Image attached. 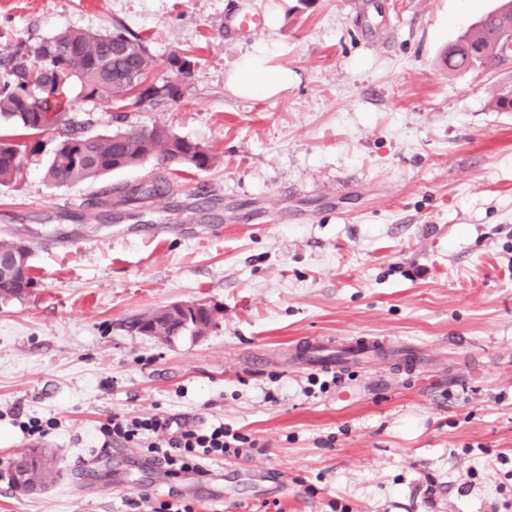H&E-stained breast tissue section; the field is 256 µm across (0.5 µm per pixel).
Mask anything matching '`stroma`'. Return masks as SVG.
I'll list each match as a JSON object with an SVG mask.
<instances>
[{
    "label": "stroma",
    "instance_id": "1",
    "mask_svg": "<svg viewBox=\"0 0 512 512\" xmlns=\"http://www.w3.org/2000/svg\"><path fill=\"white\" fill-rule=\"evenodd\" d=\"M499 0H0V57L64 30L147 40L149 78L179 101L127 108L217 163L146 208L97 206L157 163L50 185L57 136L0 186V238L32 242L39 286L0 300V512H123L170 479L136 448L102 447L112 414L221 421L245 459L181 477L198 512H512V65L448 71L442 54ZM262 16L254 35L226 17ZM265 45L288 70L271 96L229 78ZM216 308L205 334L131 331L174 303ZM387 336L427 352L331 374L296 368L304 338ZM270 362L256 368L253 354ZM54 417L40 441L10 413ZM51 451L46 490H15L9 459Z\"/></svg>",
    "mask_w": 512,
    "mask_h": 512
}]
</instances>
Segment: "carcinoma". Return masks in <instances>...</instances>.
Listing matches in <instances>:
<instances>
[{
	"label": "carcinoma",
	"mask_w": 512,
	"mask_h": 512,
	"mask_svg": "<svg viewBox=\"0 0 512 512\" xmlns=\"http://www.w3.org/2000/svg\"><path fill=\"white\" fill-rule=\"evenodd\" d=\"M450 70L479 66L499 68L512 63V0H501L498 10L481 17L446 51ZM168 64L180 75H191L195 62L189 53L174 49ZM149 50L146 40L118 25L110 31H62L40 42L20 44L7 55L0 72V119L14 125L17 134L0 138V185L23 173L27 152L38 142L28 137L54 130L60 135L46 178L56 186L97 179L111 171L131 168L158 158L168 170L135 186L110 187L101 205L116 192L126 203L163 197L173 189L170 176L187 170L203 171L213 165L214 153L168 127H131L110 135L85 132L90 120L73 112L64 89L80 86L87 98H100L118 111L128 106L160 105L182 97V86L148 82ZM32 244L20 237L0 239V300L20 298L38 287L31 263ZM152 325L157 336H179L201 331L155 310L134 317L129 327L138 333ZM18 472L26 475L29 492L47 487L52 474L49 455L39 452L12 457Z\"/></svg>",
	"instance_id": "1"
}]
</instances>
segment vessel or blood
Returning <instances> with one entry per match:
<instances>
[{"instance_id":"vessel-or-blood-1","label":"vessel or blood","mask_w":512,"mask_h":512,"mask_svg":"<svg viewBox=\"0 0 512 512\" xmlns=\"http://www.w3.org/2000/svg\"><path fill=\"white\" fill-rule=\"evenodd\" d=\"M225 25L235 32L251 35L262 29L263 21L256 14L243 11L226 18ZM389 346L384 336H351L339 344L330 339H308L296 343L293 352L302 365L333 371L339 367L341 358L369 359Z\"/></svg>"}]
</instances>
